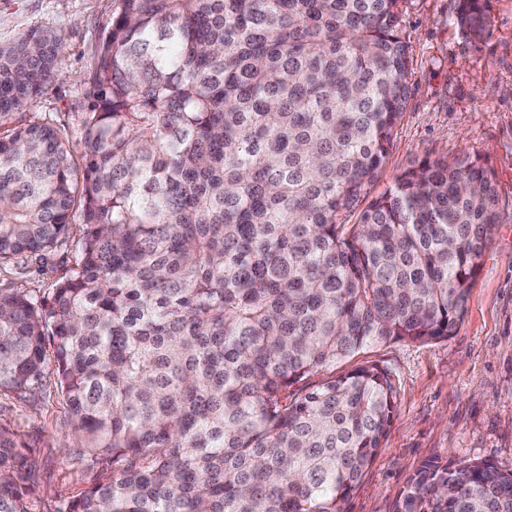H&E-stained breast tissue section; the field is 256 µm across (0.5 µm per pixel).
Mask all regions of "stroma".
<instances>
[{"instance_id":"35a3bbf8","label":"stroma","mask_w":512,"mask_h":512,"mask_svg":"<svg viewBox=\"0 0 512 512\" xmlns=\"http://www.w3.org/2000/svg\"><path fill=\"white\" fill-rule=\"evenodd\" d=\"M113 0H0V44L51 30L64 44L57 76L21 110L80 137L88 102L84 76L113 10ZM458 0H400L399 32L408 46L410 97L376 190L425 157L479 156L508 204L480 259L467 311L445 340L373 343L338 362L337 373L379 362L392 372L396 411L384 447L349 502L350 512H391L424 462L485 459L512 470V0H487L489 36L472 40L457 23ZM73 265L72 247L26 274L0 269V287L36 293L52 288ZM65 404L54 391L32 403L0 401V412L32 448L39 512L86 483L64 454Z\"/></svg>"}]
</instances>
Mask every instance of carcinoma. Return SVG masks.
Returning <instances> with one entry per match:
<instances>
[{
    "label": "carcinoma",
    "mask_w": 512,
    "mask_h": 512,
    "mask_svg": "<svg viewBox=\"0 0 512 512\" xmlns=\"http://www.w3.org/2000/svg\"><path fill=\"white\" fill-rule=\"evenodd\" d=\"M398 2L114 0L77 146L16 116L60 38L0 45V268L80 229L49 291L0 288V398L53 378L88 483L56 512H347L397 387L321 373L454 335L501 218L477 158L372 194L409 99ZM457 19L483 37L485 0ZM33 468L0 422V512H35ZM392 512H512V470L425 462Z\"/></svg>",
    "instance_id": "cac0c4a2"
}]
</instances>
